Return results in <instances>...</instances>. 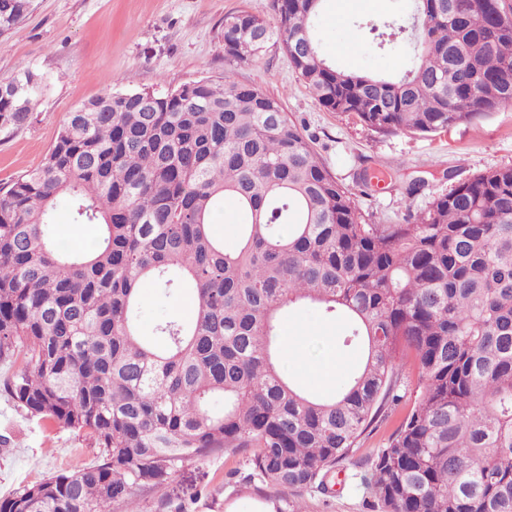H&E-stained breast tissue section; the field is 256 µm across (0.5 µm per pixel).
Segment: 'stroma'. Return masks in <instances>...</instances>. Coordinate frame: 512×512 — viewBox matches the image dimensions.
Returning <instances> with one entry per match:
<instances>
[{"instance_id": "35a3bbf8", "label": "stroma", "mask_w": 512, "mask_h": 512, "mask_svg": "<svg viewBox=\"0 0 512 512\" xmlns=\"http://www.w3.org/2000/svg\"><path fill=\"white\" fill-rule=\"evenodd\" d=\"M272 0H33L32 11L11 33L0 37V77L29 67L46 89L31 120L0 132V189L39 166L53 145L67 113L112 93L165 92L199 79L222 81L232 75L277 97L310 140L328 169L350 188L372 224L405 223L409 211L478 173L512 165V107L435 134L382 135L351 114L325 110L298 78L280 45L269 44L257 61L224 56V17L246 10L273 19ZM412 0H326L320 15L323 47L345 70L397 75L408 65L406 46L380 51L356 23L385 16L404 18ZM356 51H348L349 42ZM386 173L379 188H365L363 169ZM416 195H408L412 182ZM139 309L142 335L163 319L192 313L188 295H172L145 285ZM291 337L282 360L302 385L319 365L338 353L336 382H343L351 359L339 348L345 324L327 320L307 307L288 317ZM23 360L0 361V498L48 476L97 462L100 450L87 433L29 417L5 392L3 383L23 372ZM417 380L408 375L401 401L360 437L354 466L340 473L334 493L303 492L293 497L303 512H381L362 483L369 462L415 401ZM248 452L214 455L177 468L164 487L137 491L132 503L117 502L113 512H277L281 492L250 479Z\"/></svg>"}]
</instances>
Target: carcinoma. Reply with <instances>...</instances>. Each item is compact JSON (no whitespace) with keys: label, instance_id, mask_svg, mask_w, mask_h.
<instances>
[{"label":"carcinoma","instance_id":"1","mask_svg":"<svg viewBox=\"0 0 512 512\" xmlns=\"http://www.w3.org/2000/svg\"><path fill=\"white\" fill-rule=\"evenodd\" d=\"M325 0H272L274 22L224 17V56L281 45L330 112L372 130L436 133L512 106V5L414 0L407 19L357 27L413 50L398 77L357 74L323 52ZM31 0H0V35ZM305 45L303 55L292 50ZM0 90V130L25 126L45 85L27 68ZM234 201L237 240L212 229ZM95 224L62 248L53 212ZM192 297L188 320L141 335L139 290ZM313 306L348 323L357 352L329 395L282 367L281 327ZM32 365L4 389L27 415L92 435L98 463L0 500V512H112L186 461L247 448L251 478L332 491L336 467L398 400L418 397L371 462L382 512H512V166L433 198L407 224H366L278 98L200 79L117 93L70 112L43 163L0 194V360Z\"/></svg>","mask_w":512,"mask_h":512}]
</instances>
